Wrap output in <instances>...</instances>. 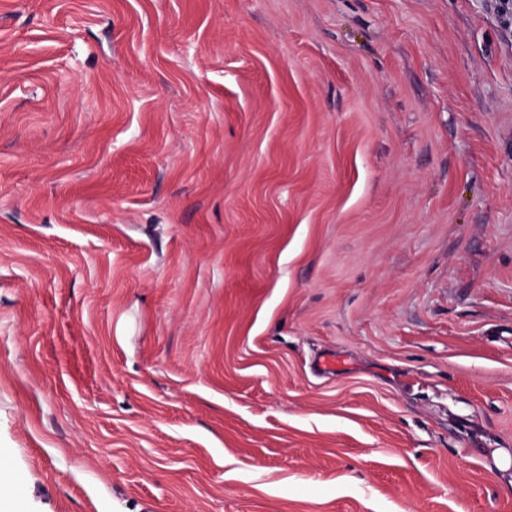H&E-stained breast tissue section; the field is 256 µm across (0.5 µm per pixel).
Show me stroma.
<instances>
[{
    "mask_svg": "<svg viewBox=\"0 0 512 512\" xmlns=\"http://www.w3.org/2000/svg\"><path fill=\"white\" fill-rule=\"evenodd\" d=\"M498 2L0 0L24 512H512Z\"/></svg>",
    "mask_w": 512,
    "mask_h": 512,
    "instance_id": "obj_1",
    "label": "stroma"
}]
</instances>
